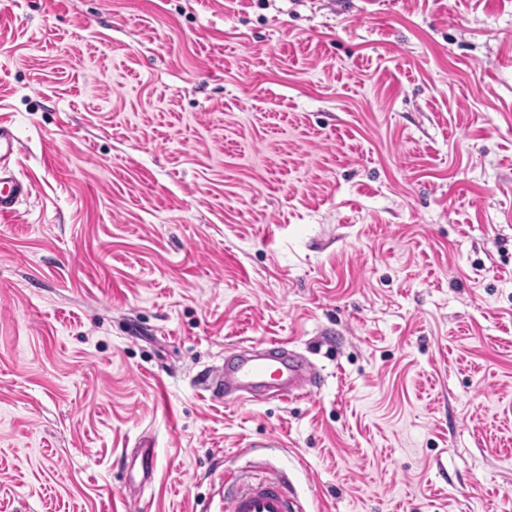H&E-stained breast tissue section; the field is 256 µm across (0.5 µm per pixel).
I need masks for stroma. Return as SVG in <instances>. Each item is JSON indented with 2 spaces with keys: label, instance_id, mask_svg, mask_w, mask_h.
Masks as SVG:
<instances>
[{
  "label": "stroma",
  "instance_id": "obj_1",
  "mask_svg": "<svg viewBox=\"0 0 512 512\" xmlns=\"http://www.w3.org/2000/svg\"><path fill=\"white\" fill-rule=\"evenodd\" d=\"M0 122V512H512V0H0ZM22 148V142L10 126L0 123V220H9L20 201L32 195L31 181L17 176L9 167V159ZM303 360L288 356L280 344L260 352H243L233 360L224 361V369L218 370L204 382L206 391L215 398L238 395L255 397L270 390L285 399L311 394L318 387L320 378ZM138 463V471L141 473V481L138 484H130V494L135 496L152 478L155 465V455L153 448H139L134 466ZM224 493L219 511L224 512H300V507L288 489V484L277 477H243L232 481Z\"/></svg>",
  "mask_w": 512,
  "mask_h": 512
}]
</instances>
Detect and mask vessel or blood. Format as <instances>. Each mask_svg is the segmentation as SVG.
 <instances>
[{
    "label": "vessel or blood",
    "instance_id": "1",
    "mask_svg": "<svg viewBox=\"0 0 512 512\" xmlns=\"http://www.w3.org/2000/svg\"><path fill=\"white\" fill-rule=\"evenodd\" d=\"M22 143L12 128L0 124V220H9L17 211L20 201L32 195L31 181L17 176L9 167V160ZM317 385V374L303 360L286 355L280 344L266 350L243 352L226 361L204 382L213 397L236 395L242 398L275 391L282 398L311 393ZM136 461L141 474L140 484L130 487L138 494L141 483L153 476L155 455L153 449L141 448ZM223 512H300L285 481L276 477H238L225 494L221 504Z\"/></svg>",
    "mask_w": 512,
    "mask_h": 512
}]
</instances>
